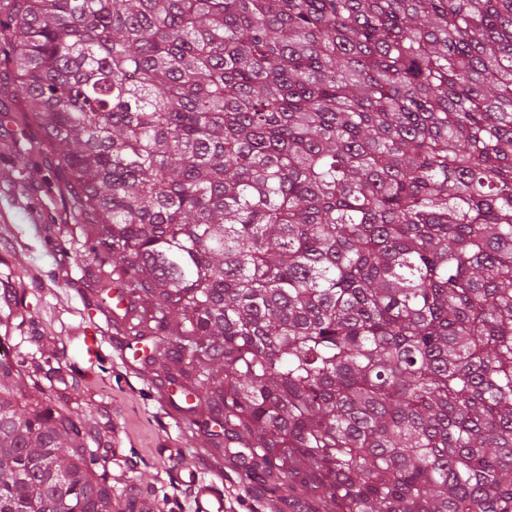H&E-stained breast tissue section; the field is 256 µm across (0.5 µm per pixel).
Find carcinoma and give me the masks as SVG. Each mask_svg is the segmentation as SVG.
<instances>
[{"label": "carcinoma", "mask_w": 512, "mask_h": 512, "mask_svg": "<svg viewBox=\"0 0 512 512\" xmlns=\"http://www.w3.org/2000/svg\"><path fill=\"white\" fill-rule=\"evenodd\" d=\"M11 85L88 253L157 306L144 361L247 477L512 512V0H0ZM20 365L0 512H112L92 431L19 403Z\"/></svg>", "instance_id": "1"}]
</instances>
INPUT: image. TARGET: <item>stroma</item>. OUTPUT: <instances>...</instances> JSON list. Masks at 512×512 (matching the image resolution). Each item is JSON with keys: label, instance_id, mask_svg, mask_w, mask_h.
I'll use <instances>...</instances> for the list:
<instances>
[{"label": "stroma", "instance_id": "1", "mask_svg": "<svg viewBox=\"0 0 512 512\" xmlns=\"http://www.w3.org/2000/svg\"><path fill=\"white\" fill-rule=\"evenodd\" d=\"M40 138L21 112L0 118V285L23 295L19 306L0 295V353L23 361L19 394L65 406L97 432L113 495L148 488L156 512H193L183 481L192 468L218 494H241L240 512H263L264 495L231 468L230 449L214 448L206 406L177 411L156 386L159 366L128 348L130 326L149 325L156 306L129 287L131 311L116 313L120 282L87 254V222L53 158L34 151ZM89 336L102 343L94 364Z\"/></svg>", "mask_w": 512, "mask_h": 512}]
</instances>
